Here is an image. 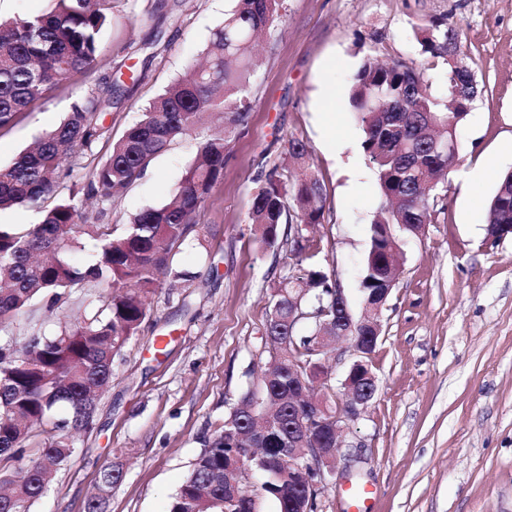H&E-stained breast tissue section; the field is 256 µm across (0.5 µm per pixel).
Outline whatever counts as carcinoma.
Segmentation results:
<instances>
[{
	"label": "carcinoma",
	"instance_id": "carcinoma-1",
	"mask_svg": "<svg viewBox=\"0 0 512 512\" xmlns=\"http://www.w3.org/2000/svg\"><path fill=\"white\" fill-rule=\"evenodd\" d=\"M39 15L0 21V130L11 128L64 83L84 75L96 58L103 29L111 19L112 0H53ZM280 0H238L210 39L204 64L188 69L143 112L141 120L112 142L105 161L85 175V199H121L149 164L179 136L193 130L203 110L222 115L230 134L250 117L248 75L254 61L253 39L273 22ZM460 29L439 20L421 28V53L448 63L460 50ZM444 102L430 92L424 72L414 63L390 65L365 61L350 82V99L362 127V148L373 165L381 202L371 223L362 287L373 288L398 265L391 247L430 223L437 196L452 170L440 149L448 124H461L478 95L469 70L447 67ZM106 99L96 89L77 97L65 119L11 163L0 165V212L17 206L33 209L38 222L27 228L0 224V328L10 327L39 298L53 308L72 290L97 297L94 312L73 318L54 336H30L22 345L0 346V458L22 459L36 435L43 436L24 475L0 474V512H30L54 474L69 458L75 435L88 431L94 411L86 410L91 393L112 382L113 360L149 318V298L163 283L182 280L179 248L197 226L224 173L228 139L214 138L200 148V159L185 173L178 193L160 207H149L127 224H90L94 259L73 258L74 233L84 213L73 200L58 198L64 179L82 167L85 155L106 137L101 121ZM288 153L300 166L290 178L272 169L251 197L254 238L265 249L279 245L283 223L320 224L324 219L323 179L306 164L308 148L288 140ZM487 228L512 235V172L499 182L487 209ZM308 288L301 302L314 305L320 318L309 334L297 335L288 321V297ZM336 287L317 270L305 269L274 283L262 329L268 359L258 387L239 398L243 408L224 418L222 429L204 451L173 497L169 512H259L260 500L272 499L277 512H297V489L288 481L280 458L288 425L304 404L288 397V362L309 357L311 337L323 324H336ZM70 415L57 418L58 407ZM266 421L264 461L281 470L273 482L239 488L235 499L224 492V464L230 454L250 469L255 459L242 451L241 436ZM111 465L101 477L98 495L85 512H106L110 485L122 479Z\"/></svg>",
	"mask_w": 512,
	"mask_h": 512
}]
</instances>
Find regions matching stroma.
Listing matches in <instances>:
<instances>
[{"label":"stroma","mask_w":512,"mask_h":512,"mask_svg":"<svg viewBox=\"0 0 512 512\" xmlns=\"http://www.w3.org/2000/svg\"><path fill=\"white\" fill-rule=\"evenodd\" d=\"M237 0H113L89 80L112 90L104 117L112 138L201 60ZM444 19L461 27V51L482 89L458 127L460 151L443 208L422 237L404 240L403 272L381 312L372 354L377 390L340 439L337 473L314 512H349L345 491L368 490L363 512H512V238L490 243L486 209L499 176L512 172V0H283L258 46L247 127L230 141L214 201L177 255L189 279L162 286L151 318L114 360L92 428L74 441L30 512H83L102 471L121 465L108 512H168L193 463L231 405L256 384L268 354L261 329L274 281L298 274L288 243L263 249L248 213L273 166L292 171L288 141L306 143L324 180V220L307 235L311 260L342 289L353 315L380 190L361 143L349 81L367 58L422 65L436 96L447 69L424 58L417 28ZM335 91L334 135L319 123L320 85ZM76 94L59 90L0 131L6 164L69 112ZM219 122L178 137L116 202L98 201L122 225L168 202ZM491 174L464 177L479 156ZM84 299L47 308L36 301L0 330V344L50 336Z\"/></svg>","instance_id":"stroma-1"}]
</instances>
